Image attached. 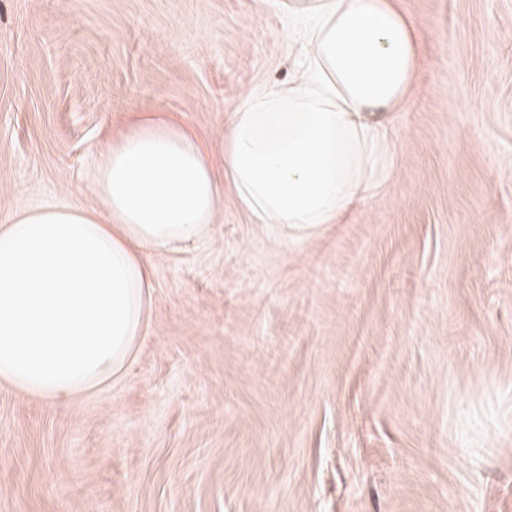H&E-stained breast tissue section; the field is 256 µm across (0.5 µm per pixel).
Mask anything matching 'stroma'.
Masks as SVG:
<instances>
[{
	"label": "stroma",
	"mask_w": 512,
	"mask_h": 512,
	"mask_svg": "<svg viewBox=\"0 0 512 512\" xmlns=\"http://www.w3.org/2000/svg\"><path fill=\"white\" fill-rule=\"evenodd\" d=\"M288 0H0V224L97 204L131 113L211 149L298 75ZM418 81L345 224L154 256L123 379L0 384V512H512V0H398Z\"/></svg>",
	"instance_id": "stroma-1"
}]
</instances>
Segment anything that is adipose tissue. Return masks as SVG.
I'll return each instance as SVG.
<instances>
[{
  "mask_svg": "<svg viewBox=\"0 0 512 512\" xmlns=\"http://www.w3.org/2000/svg\"><path fill=\"white\" fill-rule=\"evenodd\" d=\"M304 75L245 96L211 154L179 118L137 114L97 159L96 208L0 225V383L66 407L112 384L148 318L152 255L205 238L224 188L261 224H340L390 176L391 115L418 77L396 0H292Z\"/></svg>",
  "mask_w": 512,
  "mask_h": 512,
  "instance_id": "ef3b65f1",
  "label": "adipose tissue"
}]
</instances>
